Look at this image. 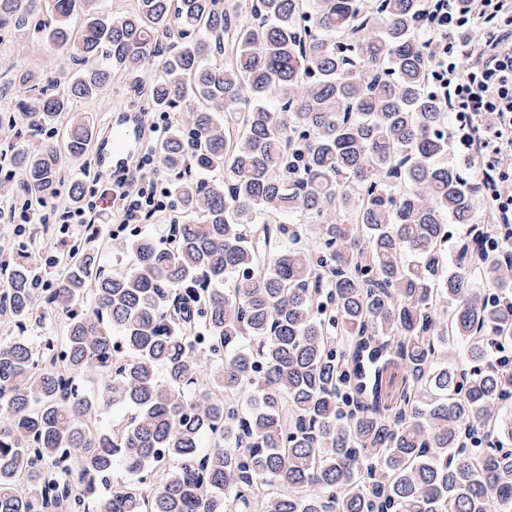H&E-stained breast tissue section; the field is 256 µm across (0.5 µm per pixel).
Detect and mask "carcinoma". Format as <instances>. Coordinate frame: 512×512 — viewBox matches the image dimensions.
Masks as SVG:
<instances>
[{
  "instance_id": "cac0c4a2",
  "label": "carcinoma",
  "mask_w": 512,
  "mask_h": 512,
  "mask_svg": "<svg viewBox=\"0 0 512 512\" xmlns=\"http://www.w3.org/2000/svg\"><path fill=\"white\" fill-rule=\"evenodd\" d=\"M103 3L0 0L1 30L41 16L82 65L59 91L11 82L38 132L163 57L152 108L197 103L155 145L174 234L130 240L112 273L67 254L46 296L28 258L0 263V512H512V367L487 365L512 348V253L475 233L468 169L439 162L417 0ZM92 135L74 119L17 149L26 200ZM46 305L61 335L22 336Z\"/></svg>"
}]
</instances>
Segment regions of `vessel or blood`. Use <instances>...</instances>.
<instances>
[{
	"label": "vessel or blood",
	"instance_id": "1",
	"mask_svg": "<svg viewBox=\"0 0 512 512\" xmlns=\"http://www.w3.org/2000/svg\"><path fill=\"white\" fill-rule=\"evenodd\" d=\"M148 139L139 113H113L107 129L95 142L98 170L107 178L118 179L135 166Z\"/></svg>",
	"mask_w": 512,
	"mask_h": 512
}]
</instances>
